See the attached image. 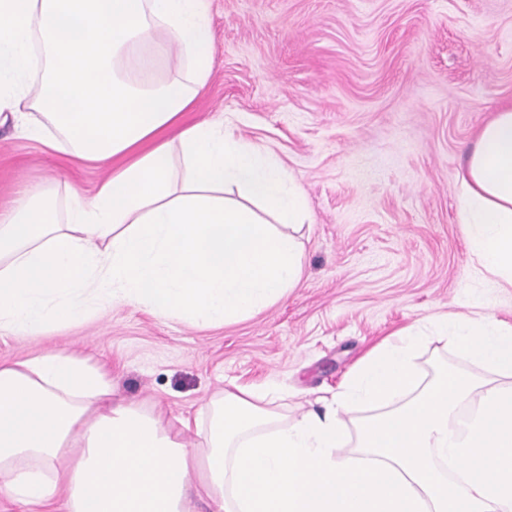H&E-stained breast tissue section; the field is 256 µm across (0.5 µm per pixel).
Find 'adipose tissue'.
<instances>
[{
	"mask_svg": "<svg viewBox=\"0 0 512 512\" xmlns=\"http://www.w3.org/2000/svg\"><path fill=\"white\" fill-rule=\"evenodd\" d=\"M210 41L209 0H0V114L110 170L64 205L27 185L0 210V334L106 302L221 326L298 286L309 215L292 175L224 122L186 120ZM458 202L480 265L512 288V105L478 132ZM436 334L485 378L423 381L412 325L284 425L273 386L190 419L119 396L87 357L0 362V493L45 512H512V324L447 315ZM355 407L371 414L351 426Z\"/></svg>",
	"mask_w": 512,
	"mask_h": 512,
	"instance_id": "adipose-tissue-1",
	"label": "adipose tissue"
}]
</instances>
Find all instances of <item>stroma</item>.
<instances>
[{
    "label": "stroma",
    "mask_w": 512,
    "mask_h": 512,
    "mask_svg": "<svg viewBox=\"0 0 512 512\" xmlns=\"http://www.w3.org/2000/svg\"><path fill=\"white\" fill-rule=\"evenodd\" d=\"M210 14L212 74L187 119L223 117L288 168L310 210L299 286L220 327L101 305L0 337V362L88 356L122 395L186 416L274 385L292 395L288 420L399 328L489 310L512 324V289L458 218L474 136L512 104V0H210ZM105 175L0 125L1 206L24 183L60 196Z\"/></svg>",
    "instance_id": "stroma-1"
}]
</instances>
